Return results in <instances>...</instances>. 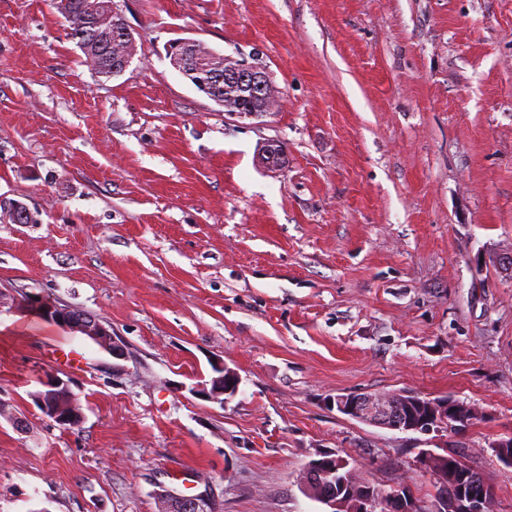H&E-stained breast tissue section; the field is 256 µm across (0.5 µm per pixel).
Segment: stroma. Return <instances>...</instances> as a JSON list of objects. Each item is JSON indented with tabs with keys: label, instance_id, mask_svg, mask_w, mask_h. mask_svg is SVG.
I'll use <instances>...</instances> for the list:
<instances>
[{
	"label": "stroma",
	"instance_id": "35a3bbf8",
	"mask_svg": "<svg viewBox=\"0 0 512 512\" xmlns=\"http://www.w3.org/2000/svg\"><path fill=\"white\" fill-rule=\"evenodd\" d=\"M114 3L137 53L107 79L56 0H0V201L38 218L0 223V512H166L164 490L324 512L299 487L320 451L431 512L424 449L512 512L491 448L512 434V0ZM179 38L263 68L278 108L227 115L172 67ZM34 297L95 315L123 357ZM217 363L241 378L222 402L195 391ZM54 373L77 429L33 400ZM397 390L481 416L421 434L330 404Z\"/></svg>",
	"mask_w": 512,
	"mask_h": 512
}]
</instances>
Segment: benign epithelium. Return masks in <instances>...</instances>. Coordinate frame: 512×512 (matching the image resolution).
Wrapping results in <instances>:
<instances>
[{
	"label": "benign epithelium",
	"mask_w": 512,
	"mask_h": 512,
	"mask_svg": "<svg viewBox=\"0 0 512 512\" xmlns=\"http://www.w3.org/2000/svg\"><path fill=\"white\" fill-rule=\"evenodd\" d=\"M88 14L93 24L99 26L110 21L117 26L115 33L121 38H133L129 28L120 25L121 13L114 4L107 5L106 11L103 12L99 4L94 2L90 4ZM196 46L197 42L190 39H177L168 44V55L175 69L192 70L204 67L211 70L210 76L217 83L223 81L231 72L240 71L249 75L250 81L240 86L239 100H249L259 95L265 75L258 72L257 68L243 63L228 67L224 56L214 52L202 61L196 56H190V51ZM46 309L64 323L66 328L89 337L112 357L119 358L124 355L122 346L113 341L112 332L100 320L57 302L46 303ZM217 368L221 369V374L212 378L210 387L204 386L200 392L214 400L223 395H235L240 384L239 374L222 364L217 365ZM332 404L339 413L369 425L420 433L441 431L448 423V416L456 414V404L446 397H428L423 402L418 398V394L405 390L342 394L336 396ZM338 471L343 472L345 478L339 480V483L328 492L318 495L320 502L327 506V512H336L342 508L341 493L344 488L349 483L363 480V475L350 466L346 458L326 452L324 457L310 460L301 477L300 487L308 493L311 487L324 485L326 479H336ZM391 489V497L401 505V512H424L420 502L410 496L404 497V494L408 493L407 484L399 483L391 486ZM493 501L492 491L483 485L476 494H465L461 491L452 493L445 487L437 496L434 512H490ZM171 512H205L202 497H178L173 502Z\"/></svg>",
	"instance_id": "benign-epithelium-1"
}]
</instances>
